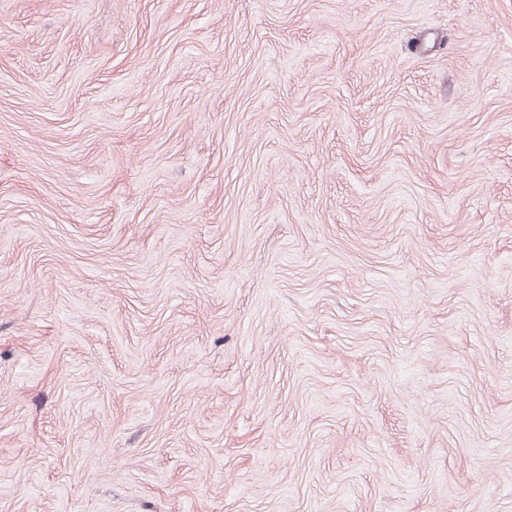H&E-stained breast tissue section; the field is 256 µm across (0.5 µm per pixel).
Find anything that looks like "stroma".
Segmentation results:
<instances>
[{"label": "stroma", "instance_id": "obj_1", "mask_svg": "<svg viewBox=\"0 0 512 512\" xmlns=\"http://www.w3.org/2000/svg\"><path fill=\"white\" fill-rule=\"evenodd\" d=\"M0 512H512V0H0Z\"/></svg>", "mask_w": 512, "mask_h": 512}]
</instances>
